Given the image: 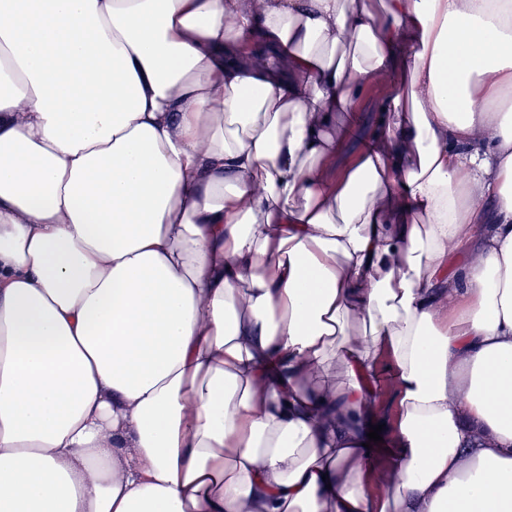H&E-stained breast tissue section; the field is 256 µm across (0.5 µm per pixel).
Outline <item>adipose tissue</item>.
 <instances>
[{
	"label": "adipose tissue",
	"mask_w": 512,
	"mask_h": 512,
	"mask_svg": "<svg viewBox=\"0 0 512 512\" xmlns=\"http://www.w3.org/2000/svg\"><path fill=\"white\" fill-rule=\"evenodd\" d=\"M251 2L0 0V512H512V0ZM374 99L371 97V94L368 96L366 95L359 103H357V122L355 123L354 129L352 130V133L355 129L362 127L363 133L365 134L368 130L371 120H372V114L374 112ZM352 133L348 136L347 140L345 141L346 150L342 153H338L336 155V164L341 167L344 162L348 159V157L352 156L353 153H358L365 147V141L364 139H353ZM386 381V386H382L385 388V391L380 393V389L377 393H375L373 403L374 407L378 413V418L389 426L392 422L394 415V387L396 386V381L391 377L390 372H386L384 374V378ZM381 437L384 443H374L370 449V462L377 472H390L394 469L401 453L399 443L394 434L384 427Z\"/></svg>",
	"instance_id": "1"
}]
</instances>
